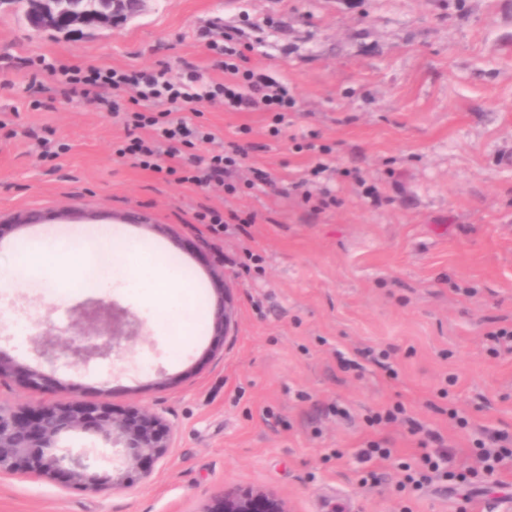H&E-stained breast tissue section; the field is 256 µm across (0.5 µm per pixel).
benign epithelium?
Masks as SVG:
<instances>
[{"label":"benign epithelium","instance_id":"1","mask_svg":"<svg viewBox=\"0 0 512 512\" xmlns=\"http://www.w3.org/2000/svg\"><path fill=\"white\" fill-rule=\"evenodd\" d=\"M128 3L129 0H98V6L89 7L80 0H34L30 22L37 29L66 33L110 26L114 17L128 15ZM211 276L215 293L212 329L215 335L226 337L236 324V306L224 273L214 271ZM77 316L88 322H105L114 344L122 335L123 313L111 305L94 304L79 310ZM59 345L80 360L109 353L106 347L86 344L81 336H57L42 342L46 353ZM8 380L36 390L49 385V379L39 369H21L0 357V384ZM68 432L100 436L120 448L122 467L111 473L98 472L97 456L92 449L57 453L61 436ZM175 447V428L159 410L120 411L108 403L84 401L0 405V476L47 479L67 488L96 492L129 488L148 478ZM200 512H288V509L285 501L270 490L237 485L215 496Z\"/></svg>","mask_w":512,"mask_h":512}]
</instances>
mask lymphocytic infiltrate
Instances as JSON below:
<instances>
[{"label":"lymphocytic infiltrate","instance_id":"f902f5d3","mask_svg":"<svg viewBox=\"0 0 512 512\" xmlns=\"http://www.w3.org/2000/svg\"><path fill=\"white\" fill-rule=\"evenodd\" d=\"M209 48L217 56L214 67L221 71V78L192 70L174 79L164 68L147 75L61 61L49 65L48 71L63 94L94 102L121 123L125 136L112 146L116 156L132 158L138 167L165 174L178 184L205 188L219 183L228 194L242 187L257 190L271 185L270 174L260 168L252 169L246 181H239L244 148L231 141L222 151H206L215 135L193 122L191 115L204 101L223 105L228 112H269L275 122L270 133L276 137L284 112L295 107L296 99L287 83L249 67L236 29H225L210 40ZM180 144L191 148L190 157L177 159ZM440 440L438 433L425 431L423 452L414 463L405 465L400 491H422L437 476L454 485L478 488L494 475L512 472V438L506 434L486 433L477 439L472 465L458 462L451 451L429 452V445Z\"/></svg>","mask_w":512,"mask_h":512}]
</instances>
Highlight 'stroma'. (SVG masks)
<instances>
[{"label":"stroma","instance_id":"stroma-1","mask_svg":"<svg viewBox=\"0 0 512 512\" xmlns=\"http://www.w3.org/2000/svg\"><path fill=\"white\" fill-rule=\"evenodd\" d=\"M254 23L251 65L293 88L279 138L267 112L201 104L213 150L247 144L238 177L272 173L273 192L229 196L167 181L112 154L124 134L106 111L65 99L38 58L172 74L212 72V23ZM0 264L25 246L64 237L67 213L112 227L126 274L89 287L94 257L63 245L57 285L39 269L0 287V353L42 368L52 389L9 382L0 404L107 402L164 411L177 446L129 489H65L0 476V512H200L230 485L283 496L289 512H457L460 491L433 483L399 492L401 463L419 457L411 422L437 431L468 462L477 427L512 434V354H493L488 331L512 328V0H143L114 27L69 36L35 30L17 5L0 6ZM67 144L41 158L38 143ZM332 149L318 211L291 184L311 146ZM376 187L379 202L366 195ZM216 207L256 214L223 235L197 223ZM37 221L12 227L14 215ZM135 211L140 224L122 222ZM165 258L185 288L173 315L128 301ZM219 265L237 305L231 337L215 335L210 278ZM112 303L139 324L121 357L43 354L76 307ZM178 319L179 331L159 328ZM385 353L384 363L375 354ZM456 376L448 385V376ZM404 404L408 421L373 424ZM454 405L469 429L448 423ZM392 448L363 484L367 442Z\"/></svg>","mask_w":512,"mask_h":512}]
</instances>
